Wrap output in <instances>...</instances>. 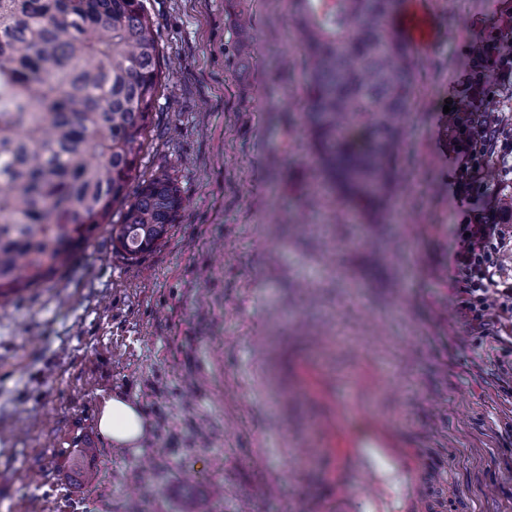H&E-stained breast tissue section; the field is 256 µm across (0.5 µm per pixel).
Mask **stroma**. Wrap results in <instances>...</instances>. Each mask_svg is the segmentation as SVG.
<instances>
[{"instance_id": "stroma-1", "label": "stroma", "mask_w": 512, "mask_h": 512, "mask_svg": "<svg viewBox=\"0 0 512 512\" xmlns=\"http://www.w3.org/2000/svg\"><path fill=\"white\" fill-rule=\"evenodd\" d=\"M420 2L438 37L416 51L396 221L371 224L337 194L308 206L290 0H147L166 79L140 172L176 177L184 208L137 261L102 230L0 304V512H340L325 476L380 420L423 456L425 512H512V318L481 336L451 281L466 203L443 112L472 40L512 46V0ZM116 394L146 422L130 452L97 428Z\"/></svg>"}]
</instances>
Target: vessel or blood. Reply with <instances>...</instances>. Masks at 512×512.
Wrapping results in <instances>:
<instances>
[{"instance_id": "vessel-or-blood-1", "label": "vessel or blood", "mask_w": 512, "mask_h": 512, "mask_svg": "<svg viewBox=\"0 0 512 512\" xmlns=\"http://www.w3.org/2000/svg\"><path fill=\"white\" fill-rule=\"evenodd\" d=\"M400 24L412 45H427L434 37V21L419 0H410L400 17ZM349 455L350 463L333 470L332 483L351 512H374V490L380 479L390 474L400 480V498L405 512H416L428 490L424 468L416 456L406 455L395 448L387 435L379 430L351 448Z\"/></svg>"}]
</instances>
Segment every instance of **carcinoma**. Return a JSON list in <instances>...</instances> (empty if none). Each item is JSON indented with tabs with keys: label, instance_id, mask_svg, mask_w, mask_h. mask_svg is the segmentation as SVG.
Masks as SVG:
<instances>
[{
	"label": "carcinoma",
	"instance_id": "obj_1",
	"mask_svg": "<svg viewBox=\"0 0 512 512\" xmlns=\"http://www.w3.org/2000/svg\"><path fill=\"white\" fill-rule=\"evenodd\" d=\"M403 2L293 0L320 173L372 224L416 77ZM164 80L146 0H0V299L59 278L102 228L132 262L167 238L181 186L139 175Z\"/></svg>",
	"mask_w": 512,
	"mask_h": 512
}]
</instances>
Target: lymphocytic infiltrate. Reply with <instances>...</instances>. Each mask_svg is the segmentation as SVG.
<instances>
[{
	"label": "lymphocytic infiltrate",
	"instance_id": "1",
	"mask_svg": "<svg viewBox=\"0 0 512 512\" xmlns=\"http://www.w3.org/2000/svg\"><path fill=\"white\" fill-rule=\"evenodd\" d=\"M491 70L497 73L501 89H512V49H505L496 36L485 34L466 50V66L448 114L454 130V190L468 204L458 226L463 246L450 257L448 265L454 283L466 296L463 308L467 316L486 336L492 335L494 324L503 315L512 314V283L499 265L505 233L496 213L479 205V158L498 145L486 84Z\"/></svg>",
	"mask_w": 512,
	"mask_h": 512
}]
</instances>
